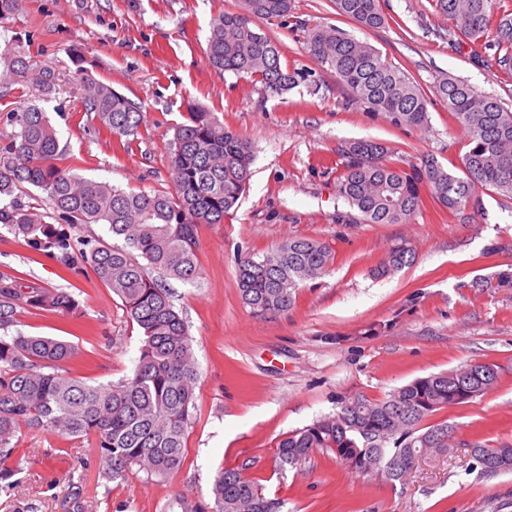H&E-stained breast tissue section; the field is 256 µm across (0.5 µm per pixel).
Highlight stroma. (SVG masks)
I'll use <instances>...</instances> for the list:
<instances>
[{"label": "stroma", "mask_w": 512, "mask_h": 512, "mask_svg": "<svg viewBox=\"0 0 512 512\" xmlns=\"http://www.w3.org/2000/svg\"><path fill=\"white\" fill-rule=\"evenodd\" d=\"M237 8V0H25L0 21V51L12 35L30 37L35 70L56 78L47 102L35 81L0 78V140L14 130V109L43 105L74 173L147 192L170 189L169 142L190 109L215 113L255 152L238 209L200 231L201 277L169 283L199 372L184 467L164 480L136 471L111 482L92 439L24 429L17 484L0 491V512H74L73 474L83 480L81 512H181L180 498L207 501L216 472L245 462L283 501L282 512H512V475H481L468 449L473 441L512 444V288H472L475 279L512 273V199L490 188L479 191L475 210L430 203L409 224L361 220L336 196L347 141H381L415 163L430 155L456 175L467 142L440 102L429 104L428 126L419 131L350 101L305 52L302 28L354 33L426 90L447 75L512 108V79L483 63V48L449 36L432 0H385L388 22L374 31L339 16L334 0H293L290 22L264 30L281 41L283 63L313 70L314 82L273 96L207 62L213 18ZM86 73L140 106L135 135L114 138L84 112ZM289 238L325 243L334 264L301 288L290 310L254 317L236 288V256ZM402 242L413 249V263L373 277ZM61 254L0 233V272L71 292L81 313L74 320L23 313L19 327L77 345L70 375L118 381L134 370L142 338L91 268L62 273ZM471 359L496 363L497 385L437 414L456 429L454 453L423 457L405 483L353 473L322 453L300 468L277 470V440L333 413L340 396L380 399Z\"/></svg>", "instance_id": "35a3bbf8"}]
</instances>
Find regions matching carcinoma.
Listing matches in <instances>:
<instances>
[{"instance_id": "carcinoma-1", "label": "carcinoma", "mask_w": 512, "mask_h": 512, "mask_svg": "<svg viewBox=\"0 0 512 512\" xmlns=\"http://www.w3.org/2000/svg\"><path fill=\"white\" fill-rule=\"evenodd\" d=\"M457 32L493 51V65L512 76V0H433ZM235 12L211 23L206 56L224 73L247 77L272 95L312 82L311 71L282 64L281 43L260 31L257 21L288 17L292 0H238ZM338 14L369 31L387 21L382 0H335ZM7 43L0 56L4 71L24 79L31 71L21 38ZM306 53L346 89L352 100L383 112L400 128L428 124L429 98L447 108L468 133V151L458 177L432 157L408 173L388 160L394 154L377 141L355 139L344 146L346 163L336 177V195L368 224H409L424 207L422 190L448 210L477 208V191L492 187L512 196V110L464 80L443 76L432 95L375 46L339 27L305 29ZM83 111L116 137L137 132L139 107L124 94L86 74L82 77ZM15 132L0 143V229L47 248H66L64 237L34 206L21 204L29 186L47 194L56 218L74 230L86 224L105 227L108 239L85 242L75 257L64 255L69 270L90 267L143 338L133 372L116 382L90 383L68 374L66 364L78 347L52 336L12 330L18 316L38 311L66 318L77 302L62 288L0 273V481L12 487L21 429L50 430L75 438L93 437L103 476L122 480L133 470L165 479L187 459V429L196 404L198 371L188 325L173 302L165 280L193 284L201 275L197 262L200 228L222 224L239 204L251 179V143L224 127L212 113L189 112L174 128L169 143L172 190L126 191L107 182L83 178L61 164L57 131L45 110L21 106L13 112ZM330 250L309 238L288 239L263 255L240 254L237 287L244 304L259 317L290 309L296 292L322 277L332 263ZM413 260L412 249L395 245L377 270L387 275ZM493 363L467 361L447 372L417 378L382 399L363 394L337 401L336 411L284 434L275 461L284 471L317 452L332 454L342 467L388 482L400 481L419 458L448 454L455 430L429 418L468 401L465 391L492 390L499 371ZM481 474L512 473V444H469ZM248 463L224 468L214 477L215 512H280L283 502L264 492L246 474Z\"/></svg>"}]
</instances>
